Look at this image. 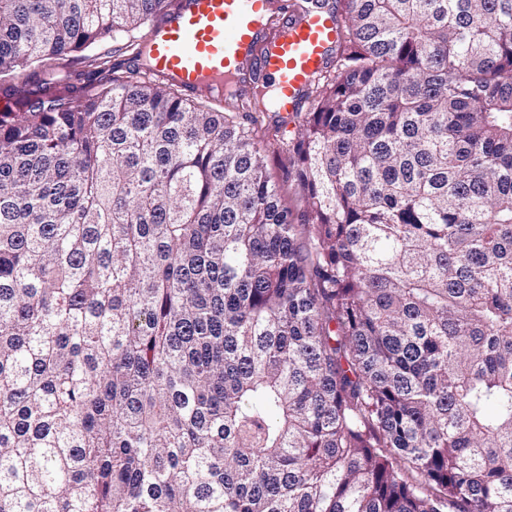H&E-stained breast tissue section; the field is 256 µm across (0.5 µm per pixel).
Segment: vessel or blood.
I'll list each match as a JSON object with an SVG mask.
<instances>
[{
  "label": "vessel or blood",
  "instance_id": "1",
  "mask_svg": "<svg viewBox=\"0 0 512 512\" xmlns=\"http://www.w3.org/2000/svg\"><path fill=\"white\" fill-rule=\"evenodd\" d=\"M271 9V0H182L144 37L151 73L187 91L255 74L272 90L275 112L303 111L308 86L338 43L336 13L327 0H310L275 28Z\"/></svg>",
  "mask_w": 512,
  "mask_h": 512
}]
</instances>
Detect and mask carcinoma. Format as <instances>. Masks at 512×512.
<instances>
[{"label": "carcinoma", "instance_id": "1", "mask_svg": "<svg viewBox=\"0 0 512 512\" xmlns=\"http://www.w3.org/2000/svg\"><path fill=\"white\" fill-rule=\"evenodd\" d=\"M178 4L0 0V512H512V0H337L291 120L22 79Z\"/></svg>", "mask_w": 512, "mask_h": 512}]
</instances>
